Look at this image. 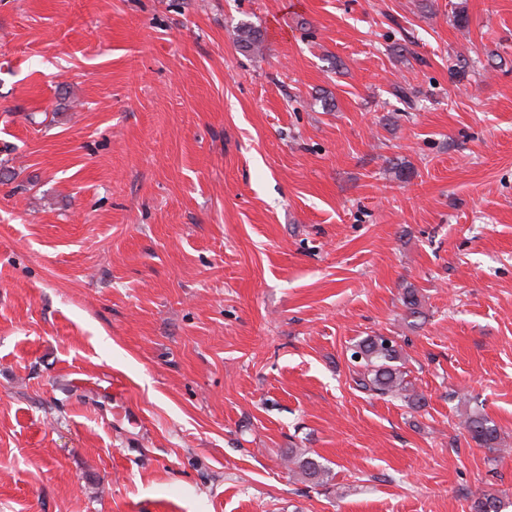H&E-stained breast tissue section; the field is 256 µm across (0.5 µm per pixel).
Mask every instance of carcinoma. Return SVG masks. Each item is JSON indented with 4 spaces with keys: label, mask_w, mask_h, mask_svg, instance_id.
<instances>
[{
    "label": "carcinoma",
    "mask_w": 512,
    "mask_h": 512,
    "mask_svg": "<svg viewBox=\"0 0 512 512\" xmlns=\"http://www.w3.org/2000/svg\"><path fill=\"white\" fill-rule=\"evenodd\" d=\"M239 48L255 58L264 55V38L260 29L242 23L235 29ZM349 361L355 367L356 386L379 398H398L413 409L423 406V396L404 370L402 347L397 341L382 334L367 336L348 349ZM464 429L471 441L490 451L496 449L499 439L497 426L484 412L474 410L465 418ZM287 464L294 466L312 484L321 485L329 478V469L318 459L292 448L285 455ZM504 504L499 496L482 492L473 502V512H502Z\"/></svg>",
    "instance_id": "1"
}]
</instances>
